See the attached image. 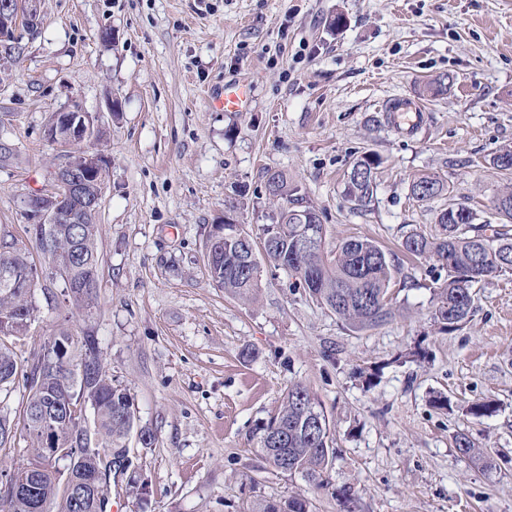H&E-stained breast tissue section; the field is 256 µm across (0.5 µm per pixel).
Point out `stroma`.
<instances>
[{
  "label": "stroma",
  "mask_w": 512,
  "mask_h": 512,
  "mask_svg": "<svg viewBox=\"0 0 512 512\" xmlns=\"http://www.w3.org/2000/svg\"><path fill=\"white\" fill-rule=\"evenodd\" d=\"M41 10L39 34L0 78V141L15 151L0 165V241L34 251L23 199L51 191L44 131L76 103L104 132L103 266L89 314L40 271L35 318L12 348L24 368L60 330L97 336L113 385L155 435L148 448L130 442L112 512H250L293 496L343 512L347 493L356 512H512V273L480 284L470 320L447 333L432 319L440 267L401 248L409 229L433 230L449 199L486 212L512 185L487 162L512 146V0H42ZM442 75L446 91L432 94ZM230 80L251 89L243 111L211 100ZM405 98L425 108L411 131L386 120ZM365 151L382 164L361 213L342 189ZM270 171L320 212L326 249L362 236L398 255L387 323L352 331L299 275L267 264L252 302L211 282L212 225L230 217L257 238L278 212ZM422 175L451 197L413 200ZM297 382L334 425L341 457L325 490L258 449L259 427ZM436 392L450 410L430 407ZM490 399L492 416L467 414ZM459 431L491 448L495 468L456 451Z\"/></svg>",
  "instance_id": "35a3bbf8"
}]
</instances>
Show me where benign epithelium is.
<instances>
[{
    "label": "benign epithelium",
    "mask_w": 512,
    "mask_h": 512,
    "mask_svg": "<svg viewBox=\"0 0 512 512\" xmlns=\"http://www.w3.org/2000/svg\"><path fill=\"white\" fill-rule=\"evenodd\" d=\"M0 12L15 18L6 27L0 26V67L13 63L15 54L24 48L23 34L34 35L27 24L41 18V0H3ZM99 125L93 123L77 103L57 113L47 125L45 137L50 144L63 153V160L53 169L54 189L49 193H32L25 197L27 214L33 224L43 225L45 233H50L53 224H78L67 208L69 199L80 201L82 211L96 213L100 207L106 186V174L102 155L84 151L83 163L75 168L70 164V150L76 146L90 144L96 138ZM60 425L42 428L40 458L5 477L0 484L4 489L0 495L6 499L28 498L34 510L40 512L43 504L38 495L39 482L44 476L58 477L62 474L58 463L63 459L76 460L82 457L78 448H61L58 443ZM101 465L81 481L64 480L66 498L73 509L85 506L88 499L95 505L108 509L112 500V475L124 472L129 461L114 462L112 451L100 452Z\"/></svg>",
    "instance_id": "benign-epithelium-1"
}]
</instances>
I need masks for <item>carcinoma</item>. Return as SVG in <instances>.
Here are the masks:
<instances>
[{"label":"carcinoma","instance_id":"1","mask_svg":"<svg viewBox=\"0 0 512 512\" xmlns=\"http://www.w3.org/2000/svg\"><path fill=\"white\" fill-rule=\"evenodd\" d=\"M378 157L364 152L344 175L343 196L354 210L370 207L378 189L376 170ZM266 194L283 201L281 210L288 209V199L298 188L288 184L286 175L274 172L266 176ZM434 199L449 194L441 180L424 176L410 186L412 198L417 193ZM500 205L493 207L491 217L483 219L478 211L465 202L448 198V206L436 217L433 232L411 229L403 237L401 246L407 254L417 258L434 259L448 270L446 279L437 288V303L432 316L443 331L459 329L474 310V288L482 282L512 272V187L497 196ZM297 211H308L316 220L313 225L326 231L315 207L299 205ZM309 224L283 223L275 220L262 228V250L265 260L278 269L300 275L310 297L325 306L352 330L378 327L395 314L390 284L399 273L391 254L367 237H349L336 248L325 251V235L315 236L313 247L302 243L301 230ZM243 244L224 237V249L207 263L210 280L228 295L244 301L256 300L261 279L259 272L241 262ZM48 261L60 273L62 288L77 308L89 307L86 290H97L103 258L98 247V224H63L58 232L55 249ZM8 267L13 273L8 282L0 280V390L14 384L19 366L9 339L23 335L28 321H7L15 308L35 312L29 289L34 287L37 265L31 253L12 249L0 251V269ZM71 334L61 332L51 346L43 347V369L39 377L24 375L30 398L14 417L0 414V447L8 443L11 430L19 425L39 433L44 420L40 415L52 405L71 423L82 421L89 410L95 437L91 447L110 448L122 455L126 442L138 428L134 398L125 388L112 385L107 376L81 383L77 375L68 377L63 364L69 362L67 340ZM288 432V442L278 444L273 437ZM458 452L484 468L493 465L489 449L480 447L469 435H453ZM259 451L276 469L283 473L299 474L320 488L329 486L325 479L338 458L334 446L329 417L310 390L296 383L288 388L278 414L261 428ZM42 500L53 506L55 512H69L61 484L50 480L40 485ZM312 504L300 497L265 501L251 512H312ZM0 512H34L25 498L0 500Z\"/></svg>","mask_w":512,"mask_h":512}]
</instances>
